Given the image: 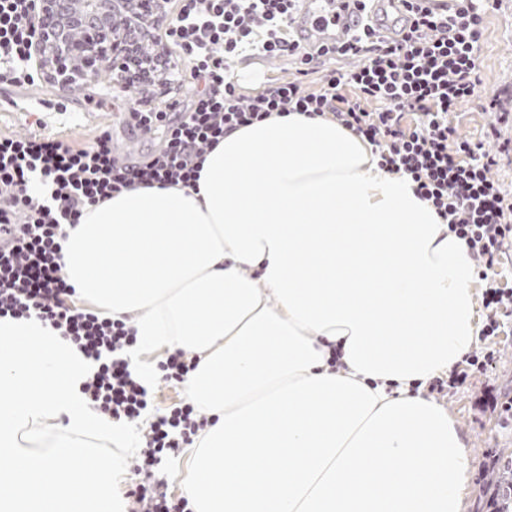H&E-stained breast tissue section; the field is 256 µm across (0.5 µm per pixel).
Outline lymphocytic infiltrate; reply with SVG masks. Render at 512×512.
I'll list each match as a JSON object with an SVG mask.
<instances>
[{
	"instance_id": "1",
	"label": "lymphocytic infiltrate",
	"mask_w": 512,
	"mask_h": 512,
	"mask_svg": "<svg viewBox=\"0 0 512 512\" xmlns=\"http://www.w3.org/2000/svg\"><path fill=\"white\" fill-rule=\"evenodd\" d=\"M401 27L390 38L360 24L332 47L304 49L290 15L299 0H162L171 21L142 51L151 56L148 77L128 78L112 92L114 111L159 137L153 154L120 158L111 130L75 146L51 135L0 137V318H37L97 364L83 386L90 408L118 422L140 419L153 396L135 376L128 351L137 331L128 318L103 316L77 306L64 272L63 243L86 206L137 185L195 187L205 154L224 135L269 118L300 112L340 123L366 138L391 174L410 177L420 199L431 202L449 231L466 240L480 279L486 280V311L479 349L466 369L435 379L430 389L445 396L469 371L492 367L491 345L504 317L512 315V290L489 282L512 244V196L492 178L495 153L461 137L450 117L477 94L476 74L490 0H402ZM33 0H0V85H41L32 65ZM288 59L290 81L272 79L248 91L235 67L246 57ZM186 63L193 92L147 106L143 95L174 82L172 60ZM39 181L41 196L29 185ZM209 424L186 401L158 412L144 435L145 448L130 470L129 512H192L188 498L174 496L156 470L194 444Z\"/></svg>"
}]
</instances>
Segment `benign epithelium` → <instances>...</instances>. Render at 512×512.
I'll return each mask as SVG.
<instances>
[{"mask_svg": "<svg viewBox=\"0 0 512 512\" xmlns=\"http://www.w3.org/2000/svg\"><path fill=\"white\" fill-rule=\"evenodd\" d=\"M99 0H86L84 11L74 12L71 0H35L40 16L33 53L65 91L96 72L130 73L138 68L140 53L116 38L112 19L99 14ZM112 9L125 14L123 22L141 28H158L164 15L157 0H139L138 11L127 0H112Z\"/></svg>", "mask_w": 512, "mask_h": 512, "instance_id": "benign-epithelium-1", "label": "benign epithelium"}]
</instances>
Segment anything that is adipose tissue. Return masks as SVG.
I'll list each match as a JSON object with an SVG mask.
<instances>
[{
	"label": "adipose tissue",
	"mask_w": 512,
	"mask_h": 512,
	"mask_svg": "<svg viewBox=\"0 0 512 512\" xmlns=\"http://www.w3.org/2000/svg\"><path fill=\"white\" fill-rule=\"evenodd\" d=\"M63 252L140 350L196 354L194 512H463L474 459L416 385L477 340L474 262L366 140L272 115L207 153L197 188L87 207Z\"/></svg>",
	"instance_id": "ef3b65f1"
}]
</instances>
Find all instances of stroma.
I'll list each match as a JSON object with an SVG mask.
<instances>
[{"mask_svg": "<svg viewBox=\"0 0 512 512\" xmlns=\"http://www.w3.org/2000/svg\"><path fill=\"white\" fill-rule=\"evenodd\" d=\"M112 75L101 72L91 81L62 92L51 80L27 89L29 98L39 101L65 100L66 114L43 113L42 125L26 112L9 104L18 97L15 89H0V135L45 132L78 145L92 141L98 132L113 125L110 97ZM480 96L497 95L501 111L512 108V0H500L486 18L485 42L477 73ZM504 330L494 347L498 361L484 373L469 376L466 382L442 401L441 406L456 421L458 431L475 460L472 478L463 491L466 512H490L488 506L497 476L512 462V422L503 418L498 405L512 398V316L505 318Z\"/></svg>", "mask_w": 512, "mask_h": 512, "instance_id": "35a3bbf8", "label": "stroma"}]
</instances>
